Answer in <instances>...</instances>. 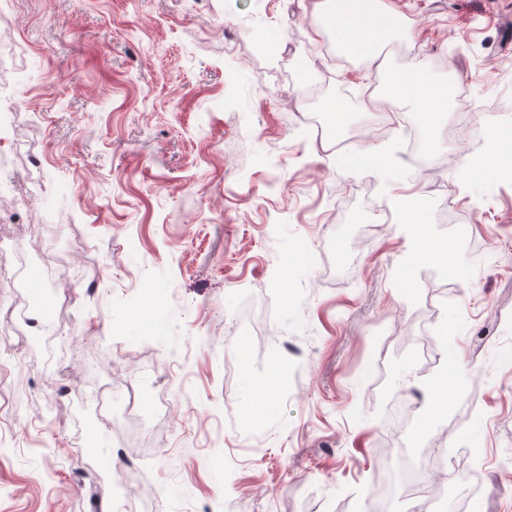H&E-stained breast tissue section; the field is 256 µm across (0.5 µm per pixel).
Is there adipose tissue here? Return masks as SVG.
Instances as JSON below:
<instances>
[{
	"label": "adipose tissue",
	"mask_w": 512,
	"mask_h": 512,
	"mask_svg": "<svg viewBox=\"0 0 512 512\" xmlns=\"http://www.w3.org/2000/svg\"><path fill=\"white\" fill-rule=\"evenodd\" d=\"M317 31L333 36L340 55L371 62L378 56L379 40L397 37L400 29L385 0H322ZM379 96L386 101L421 104L419 119L430 134V147H437L450 102L447 85L419 64L409 71L391 74L382 84Z\"/></svg>",
	"instance_id": "obj_1"
}]
</instances>
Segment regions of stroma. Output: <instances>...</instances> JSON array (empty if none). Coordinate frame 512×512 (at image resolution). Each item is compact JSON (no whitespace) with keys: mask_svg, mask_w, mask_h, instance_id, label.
Here are the masks:
<instances>
[{"mask_svg":"<svg viewBox=\"0 0 512 512\" xmlns=\"http://www.w3.org/2000/svg\"><path fill=\"white\" fill-rule=\"evenodd\" d=\"M313 3L0 11L13 112L0 236L41 269L43 294L72 261L103 278L21 339L0 311V374L30 400L0 435V512H96L111 497L119 445L91 392L137 379V359L178 400L136 459L166 512H370L390 449L436 439L439 499L464 490L465 512H512V176L466 171L491 130L512 129V0H386L408 22L405 65L447 83L476 124L421 167L400 138L416 106L367 98L388 65L328 61ZM341 95L346 125L315 137L302 114ZM378 118L384 134L358 140ZM338 137L349 152L327 154ZM370 143L386 152L377 171L360 160ZM398 193L418 198L434 252L412 256ZM144 276L174 290L170 339L129 318ZM394 400L426 419L421 435L394 434ZM217 451L229 468L210 463Z\"/></svg>","mask_w":512,"mask_h":512,"instance_id":"35a3bbf8","label":"stroma"}]
</instances>
